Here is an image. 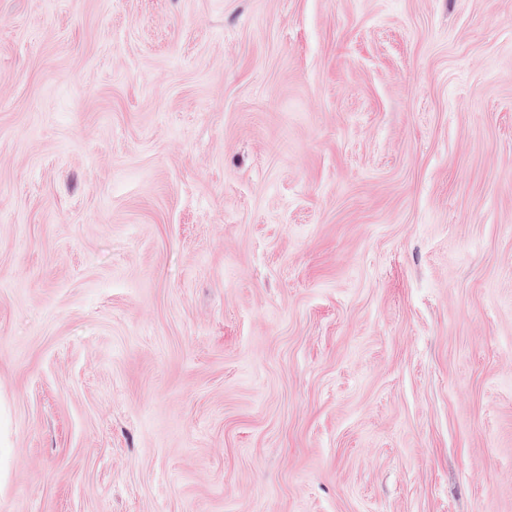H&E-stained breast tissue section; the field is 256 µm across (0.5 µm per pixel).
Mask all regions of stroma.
I'll list each match as a JSON object with an SVG mask.
<instances>
[{
  "label": "stroma",
  "mask_w": 512,
  "mask_h": 512,
  "mask_svg": "<svg viewBox=\"0 0 512 512\" xmlns=\"http://www.w3.org/2000/svg\"><path fill=\"white\" fill-rule=\"evenodd\" d=\"M0 512H512V0H0Z\"/></svg>",
  "instance_id": "stroma-1"
}]
</instances>
